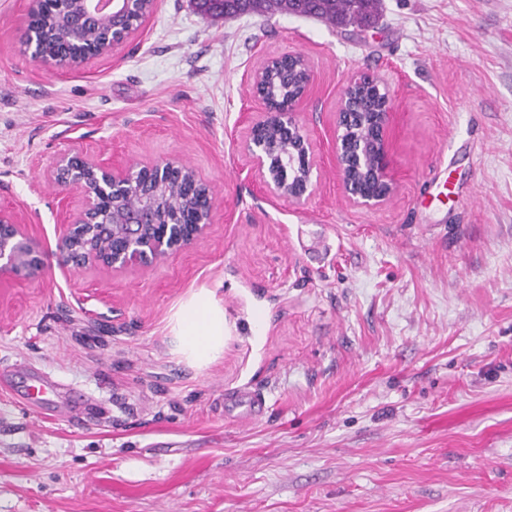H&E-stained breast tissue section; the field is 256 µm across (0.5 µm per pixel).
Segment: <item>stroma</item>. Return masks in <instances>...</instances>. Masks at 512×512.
I'll use <instances>...</instances> for the list:
<instances>
[{
    "label": "stroma",
    "mask_w": 512,
    "mask_h": 512,
    "mask_svg": "<svg viewBox=\"0 0 512 512\" xmlns=\"http://www.w3.org/2000/svg\"><path fill=\"white\" fill-rule=\"evenodd\" d=\"M28 7L0 0V205L35 244L81 205L47 178L71 149L178 158L217 208L151 266L51 255L0 284V369L62 387L50 418L0 391V512H512V0H382L372 28L155 0L75 69L31 59ZM286 53L311 67L320 155L300 205L244 148L265 110L250 76ZM355 75L396 100L397 190L375 208L345 202L332 152ZM200 296L224 312L205 362L177 334Z\"/></svg>",
    "instance_id": "35a3bbf8"
}]
</instances>
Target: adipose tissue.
I'll return each instance as SVG.
<instances>
[{"label":"adipose tissue","instance_id":"1","mask_svg":"<svg viewBox=\"0 0 512 512\" xmlns=\"http://www.w3.org/2000/svg\"><path fill=\"white\" fill-rule=\"evenodd\" d=\"M185 352L198 360L216 356L224 347V314L204 298L184 306L178 315Z\"/></svg>","mask_w":512,"mask_h":512}]
</instances>
